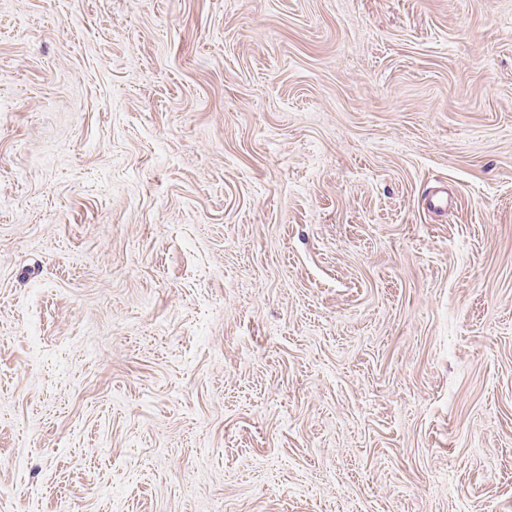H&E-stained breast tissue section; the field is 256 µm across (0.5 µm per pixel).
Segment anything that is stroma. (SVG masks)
Wrapping results in <instances>:
<instances>
[{
	"mask_svg": "<svg viewBox=\"0 0 512 512\" xmlns=\"http://www.w3.org/2000/svg\"><path fill=\"white\" fill-rule=\"evenodd\" d=\"M0 512H512V0H0Z\"/></svg>",
	"mask_w": 512,
	"mask_h": 512,
	"instance_id": "35a3bbf8",
	"label": "stroma"
}]
</instances>
